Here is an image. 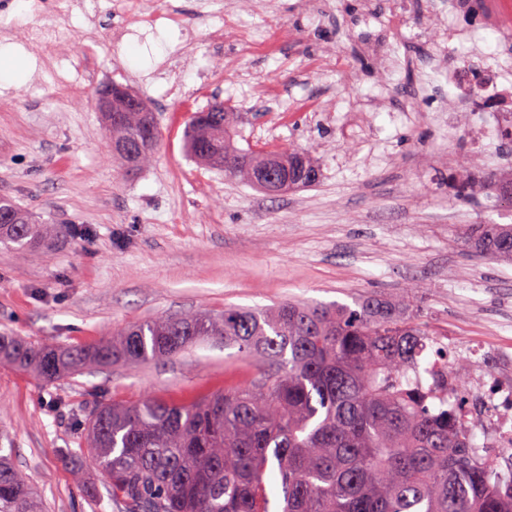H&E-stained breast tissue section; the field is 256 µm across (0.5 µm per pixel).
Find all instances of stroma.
<instances>
[{"label":"stroma","mask_w":512,"mask_h":512,"mask_svg":"<svg viewBox=\"0 0 512 512\" xmlns=\"http://www.w3.org/2000/svg\"><path fill=\"white\" fill-rule=\"evenodd\" d=\"M52 0H0L15 37ZM73 5L77 32L45 69L28 62L0 87V199L66 231L48 247L0 244V334L36 344H97L138 321L284 300L353 305L418 283L419 318L465 345L512 336V264L470 248L479 224H512V207L487 191L448 193L468 123L448 127L449 68L512 52V25L477 46L432 39L442 0H223L216 39L210 0H95ZM119 26L120 52L88 37ZM275 39L272 50L249 48ZM119 83L154 112L159 142L147 166L112 156L98 90ZM238 113L237 146L310 152L320 179L278 196L192 160L183 131L214 104ZM257 358L215 340L183 356L90 366L47 384L0 363V445L38 489L45 512H124L86 468L76 482L80 430L70 406L98 400H199L239 383Z\"/></svg>","instance_id":"stroma-1"}]
</instances>
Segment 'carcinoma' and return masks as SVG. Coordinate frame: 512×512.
Listing matches in <instances>:
<instances>
[{"label":"carcinoma","mask_w":512,"mask_h":512,"mask_svg":"<svg viewBox=\"0 0 512 512\" xmlns=\"http://www.w3.org/2000/svg\"><path fill=\"white\" fill-rule=\"evenodd\" d=\"M146 120L129 109L108 124L112 155L129 169L156 148L143 141ZM235 120L210 108L194 113L189 156L239 178L242 166H313L305 151L239 150L228 138ZM462 164L470 178L448 176V193L471 200L482 190V168L471 157ZM64 232L0 200L1 244L36 249ZM472 245L512 261V224L480 228ZM411 292L364 297L355 309L284 302L158 317L92 348L0 336V362L54 383L90 364L168 359L212 338L264 360L248 382L190 404L112 400L75 414L85 447L62 456L85 457L125 512H270L273 491L282 493L281 512H512V483L474 455L453 414L430 408L433 392L403 379L426 367L425 343L436 335L413 313ZM0 512H43L9 448H0Z\"/></svg>","instance_id":"obj_1"}]
</instances>
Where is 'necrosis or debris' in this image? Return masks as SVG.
<instances>
[{
	"label": "necrosis or debris",
	"instance_id": "obj_1",
	"mask_svg": "<svg viewBox=\"0 0 512 512\" xmlns=\"http://www.w3.org/2000/svg\"><path fill=\"white\" fill-rule=\"evenodd\" d=\"M68 8L49 12L44 24L28 32L24 47L33 57L57 56L70 32L65 24ZM448 84L455 91L457 110L449 111V121L458 113L475 116L468 149L478 155L496 153L500 136L512 130V57L487 68L484 78L471 76L470 67L448 71ZM490 348L476 339L449 361H434L436 373L448 376V405L461 410V428L468 431L475 451L494 464L502 482L512 481V372L488 371L484 362Z\"/></svg>",
	"mask_w": 512,
	"mask_h": 512
}]
</instances>
